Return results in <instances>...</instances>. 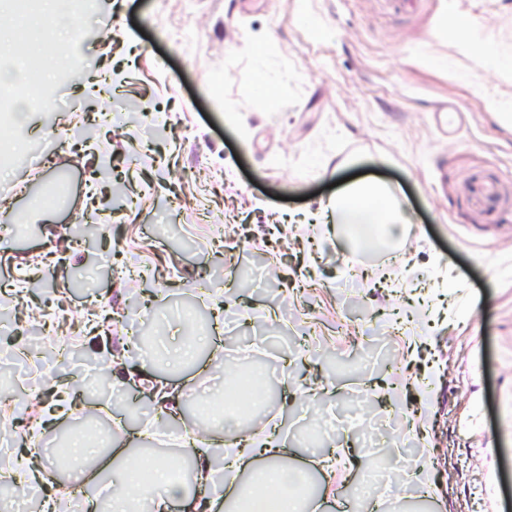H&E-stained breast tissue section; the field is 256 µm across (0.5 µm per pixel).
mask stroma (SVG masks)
Returning a JSON list of instances; mask_svg holds the SVG:
<instances>
[{"label": "stroma", "mask_w": 512, "mask_h": 512, "mask_svg": "<svg viewBox=\"0 0 512 512\" xmlns=\"http://www.w3.org/2000/svg\"><path fill=\"white\" fill-rule=\"evenodd\" d=\"M455 13L512 60V0H415L400 12L385 0H96L54 82L28 87L59 107L18 122L0 91V129L23 144L0 175V378L13 376L16 395L0 421L46 399L48 358L26 354L49 341L28 313L63 309L70 354L56 372L81 411L46 430L43 447L82 430L93 408L125 455L177 457L187 403L223 388L228 368L260 362L273 401L206 441L282 423L286 464L309 472L305 512H512V126L473 90L512 94V74L477 58L441 68ZM0 34L20 66L56 46L46 25L8 9ZM105 71L111 98L148 104L166 137L115 122L92 151L57 150L56 128L106 107L90 82ZM262 72L274 101L258 90ZM107 157L130 198L112 213L86 192ZM364 178L405 202L396 251L351 256L318 214L336 182ZM85 222L112 233L87 248ZM189 299L209 317V343L193 368L157 370L134 338L148 327L158 351L179 348ZM95 303L112 320L87 337ZM116 354L119 384L100 370ZM426 379L430 405L416 390ZM153 382L172 405L155 406ZM335 445L355 466L329 479L317 462ZM375 473L377 498L359 496Z\"/></svg>", "instance_id": "obj_1"}]
</instances>
